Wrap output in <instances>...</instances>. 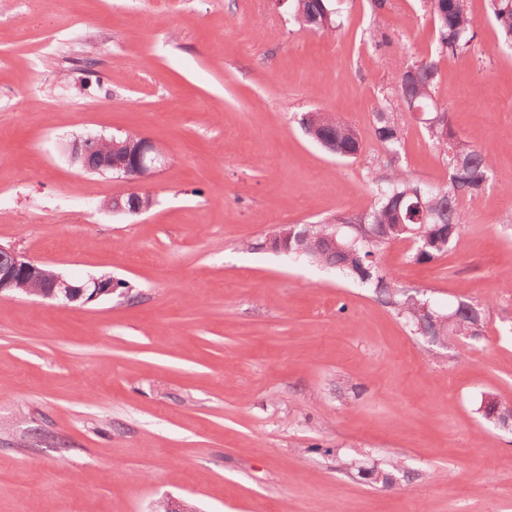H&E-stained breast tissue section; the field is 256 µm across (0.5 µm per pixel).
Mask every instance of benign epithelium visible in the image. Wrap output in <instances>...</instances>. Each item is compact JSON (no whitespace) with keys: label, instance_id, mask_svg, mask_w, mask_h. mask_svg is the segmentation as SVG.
Here are the masks:
<instances>
[{"label":"benign epithelium","instance_id":"1","mask_svg":"<svg viewBox=\"0 0 512 512\" xmlns=\"http://www.w3.org/2000/svg\"><path fill=\"white\" fill-rule=\"evenodd\" d=\"M104 144L95 162H90L83 151L80 139L69 143L67 153L70 161L85 173L112 175L132 184L126 193L130 206L109 207L107 211L140 215L150 209L137 185L142 174L160 172L167 164V155L150 138L138 135L127 140V149L121 156L112 155V136H98ZM119 289V280L110 274L92 275L84 281H71L55 270L41 271L37 263L25 252L14 247L0 245V297H15L17 292L27 296L61 300L66 304L83 305L102 297H110ZM490 418L503 428H512V405L493 403L490 405Z\"/></svg>","mask_w":512,"mask_h":512}]
</instances>
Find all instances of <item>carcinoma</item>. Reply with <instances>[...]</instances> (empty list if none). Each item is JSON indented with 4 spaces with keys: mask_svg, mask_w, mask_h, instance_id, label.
I'll return each mask as SVG.
<instances>
[{
    "mask_svg": "<svg viewBox=\"0 0 512 512\" xmlns=\"http://www.w3.org/2000/svg\"><path fill=\"white\" fill-rule=\"evenodd\" d=\"M373 24L367 37L377 50L390 47L394 36L380 20L386 0H369ZM434 27V48L420 60L405 63L393 91L382 95L373 115V132L382 152L369 159L368 183L372 202L362 213L336 215L313 224H300L289 255L323 270L359 282L371 289L378 301L392 308L411 332L434 346L454 337L476 340L483 336L485 313L480 305L459 300L448 309L430 307L426 298L397 284L382 272L379 257L397 240H428L424 251L412 249L416 263H427L448 251L468 223L466 204L476 200L495 178L494 163L481 149L460 137L448 122V111L434 102L440 62L450 56L479 52L477 24L467 0H418ZM490 17L502 44L512 47V0H487ZM291 18L301 29L333 33L338 22L334 0H290ZM424 109L420 124L446 168L448 181L432 184L412 177L398 163L405 140L401 111ZM351 125L333 112L318 113L306 133L339 158H356L361 142L350 135ZM344 224H367L370 235L352 242L355 233Z\"/></svg>",
    "mask_w": 512,
    "mask_h": 512,
    "instance_id": "carcinoma-1",
    "label": "carcinoma"
}]
</instances>
